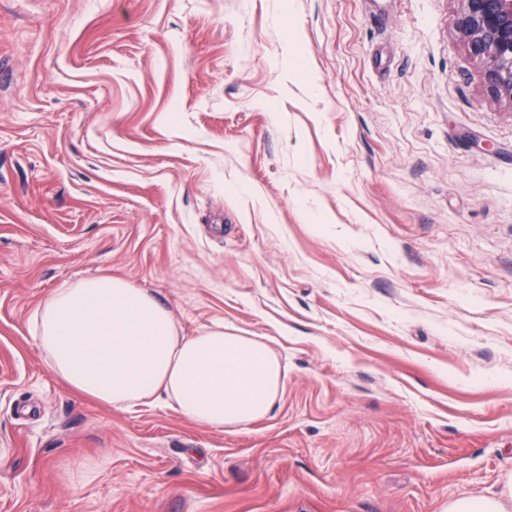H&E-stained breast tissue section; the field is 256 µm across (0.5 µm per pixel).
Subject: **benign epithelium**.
I'll return each instance as SVG.
<instances>
[{
    "instance_id": "7a95c632",
    "label": "benign epithelium",
    "mask_w": 512,
    "mask_h": 512,
    "mask_svg": "<svg viewBox=\"0 0 512 512\" xmlns=\"http://www.w3.org/2000/svg\"><path fill=\"white\" fill-rule=\"evenodd\" d=\"M456 27L472 54L487 65V79L512 100V0H461Z\"/></svg>"
}]
</instances>
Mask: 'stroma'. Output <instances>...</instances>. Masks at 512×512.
<instances>
[{
    "label": "stroma",
    "mask_w": 512,
    "mask_h": 512,
    "mask_svg": "<svg viewBox=\"0 0 512 512\" xmlns=\"http://www.w3.org/2000/svg\"><path fill=\"white\" fill-rule=\"evenodd\" d=\"M461 0H0V512H512V100ZM116 276L285 382L224 430L73 393ZM448 512H504L503 505L496 498L480 500L459 499L448 507Z\"/></svg>",
    "instance_id": "1"
}]
</instances>
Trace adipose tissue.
<instances>
[{
	"label": "adipose tissue",
	"mask_w": 512,
	"mask_h": 512,
	"mask_svg": "<svg viewBox=\"0 0 512 512\" xmlns=\"http://www.w3.org/2000/svg\"><path fill=\"white\" fill-rule=\"evenodd\" d=\"M33 328L64 386L116 408L163 397L196 424L236 427L269 415L284 384L265 343L220 326L180 335L164 306L118 277L60 289Z\"/></svg>",
	"instance_id": "1"
}]
</instances>
